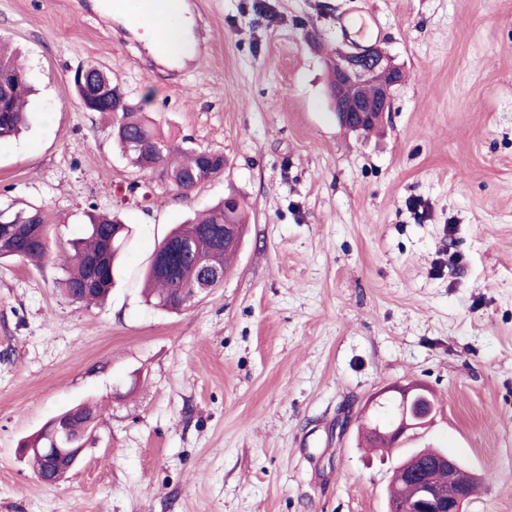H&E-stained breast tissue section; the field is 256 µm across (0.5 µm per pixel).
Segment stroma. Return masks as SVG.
Returning <instances> with one entry per match:
<instances>
[{
  "label": "stroma",
  "instance_id": "35a3bbf8",
  "mask_svg": "<svg viewBox=\"0 0 512 512\" xmlns=\"http://www.w3.org/2000/svg\"><path fill=\"white\" fill-rule=\"evenodd\" d=\"M180 80L99 0H0L30 128L0 142V206L50 214L52 255L0 262V512H387L405 448L492 472L467 512H512V0H200ZM380 44L405 73L378 133L341 128L326 58ZM96 63L171 140L223 153L182 194L121 156L70 83ZM234 197L221 287L146 303L156 245ZM132 229L104 307L58 287L89 206ZM438 414L389 458L358 436L384 390ZM102 414L67 481L19 451L57 413Z\"/></svg>",
  "mask_w": 512,
  "mask_h": 512
}]
</instances>
